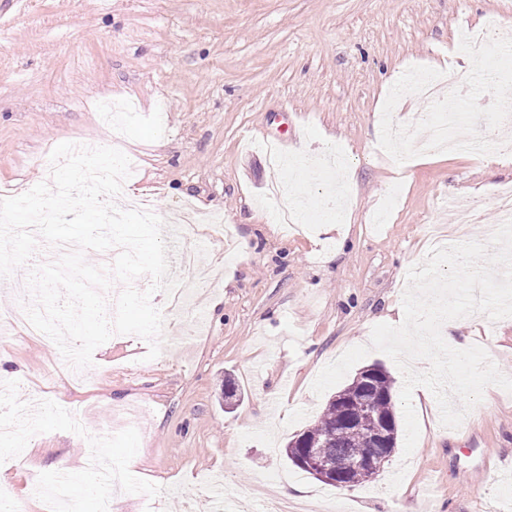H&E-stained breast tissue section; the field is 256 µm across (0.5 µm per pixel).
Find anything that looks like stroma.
<instances>
[{
  "instance_id": "35a3bbf8",
  "label": "stroma",
  "mask_w": 512,
  "mask_h": 512,
  "mask_svg": "<svg viewBox=\"0 0 512 512\" xmlns=\"http://www.w3.org/2000/svg\"><path fill=\"white\" fill-rule=\"evenodd\" d=\"M493 16L512 36V0H0V188L40 180L60 143L115 141L159 216L190 204L232 230L228 241L206 224L183 230L180 248L213 277L188 310L153 294L164 316L154 360L145 340L115 336L81 384L58 347L20 326L0 331L10 358L0 420L16 428L13 448L0 449V494L17 512H46L43 489L59 483L64 459L75 469L66 512H98L79 473L91 455L121 467L137 459L117 512H141L145 499L156 512H212L196 485L207 474L248 512L266 505L256 483L282 473L348 501L346 512H495L512 499V393L496 385L456 429L441 425L436 400H415L411 457L395 450L354 487L324 484L285 455L329 400L314 379L401 306L449 201L482 204L471 239L497 221L493 192L512 183V151L399 164L373 132L409 66L469 67L459 33ZM273 138L292 160L343 151L351 197L332 230L309 212L290 232L256 221L277 209L270 188L287 176L266 151ZM457 334L512 376V318L473 314Z\"/></svg>"
}]
</instances>
